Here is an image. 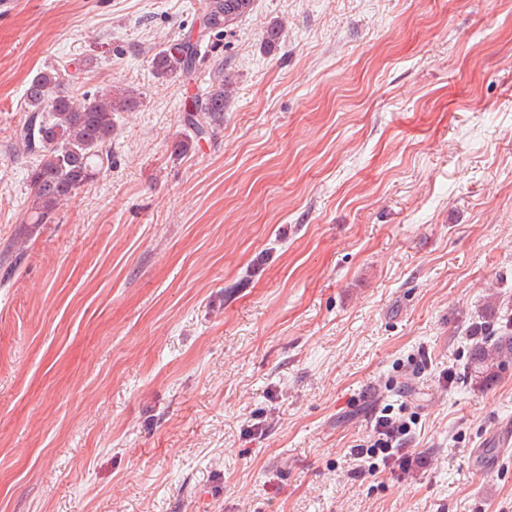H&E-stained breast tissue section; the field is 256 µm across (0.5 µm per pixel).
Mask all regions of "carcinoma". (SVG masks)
Instances as JSON below:
<instances>
[{
  "mask_svg": "<svg viewBox=\"0 0 512 512\" xmlns=\"http://www.w3.org/2000/svg\"><path fill=\"white\" fill-rule=\"evenodd\" d=\"M252 5L253 0H205L203 15L209 16L210 33L195 42L182 39L157 49L150 60L154 74H189L206 40L236 26ZM229 89L220 76L207 93L192 101L184 119L198 135L224 122ZM24 101L28 115L14 130V139L20 151L37 158L28 174V223L36 227L52 223L58 208L102 171L112 144V113L136 104L137 97L132 90L114 87L79 99L66 89L61 72L48 68L30 79ZM498 313L496 304H488L482 322L470 330L479 340L471 345L468 369L488 381L497 376L496 368L512 360V319L499 326Z\"/></svg>",
  "mask_w": 512,
  "mask_h": 512,
  "instance_id": "cac0c4a2",
  "label": "carcinoma"
}]
</instances>
